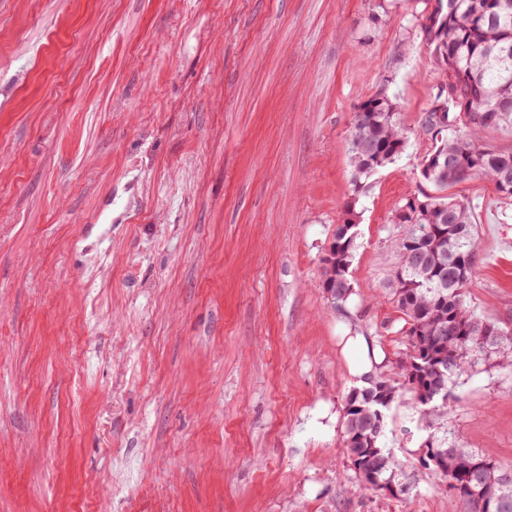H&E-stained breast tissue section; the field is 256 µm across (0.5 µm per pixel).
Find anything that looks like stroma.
I'll list each match as a JSON object with an SVG mask.
<instances>
[{
    "label": "stroma",
    "instance_id": "1",
    "mask_svg": "<svg viewBox=\"0 0 512 512\" xmlns=\"http://www.w3.org/2000/svg\"><path fill=\"white\" fill-rule=\"evenodd\" d=\"M427 0H0V512H460L421 443L512 465V372L480 362L427 422L401 392L382 442L399 498L360 490L344 354L398 377L395 210L433 193L421 130L441 78ZM407 145L352 185L377 92ZM474 312L512 330V200L475 177ZM354 293L322 264L347 202Z\"/></svg>",
    "mask_w": 512,
    "mask_h": 512
}]
</instances>
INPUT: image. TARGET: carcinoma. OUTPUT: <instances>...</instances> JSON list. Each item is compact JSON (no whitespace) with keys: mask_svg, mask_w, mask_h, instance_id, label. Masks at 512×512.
<instances>
[{"mask_svg":"<svg viewBox=\"0 0 512 512\" xmlns=\"http://www.w3.org/2000/svg\"><path fill=\"white\" fill-rule=\"evenodd\" d=\"M441 4L447 12L426 33L443 78L434 102L444 103L445 111L428 113L422 123L433 141L424 159L432 173L424 180L437 194L425 196L408 217H397L402 234L394 243L393 302L408 325V348L400 360L403 381L379 376L368 387L353 388L354 398L344 404V448L381 481L393 479L400 467L381 444L387 411L400 390L410 392L431 417L445 413L449 384L469 372L484 349L507 348L500 367L512 369V332L477 316L465 300L476 248L473 206L465 197L445 194L478 176L502 198L512 199V148L489 146L479 136L489 128L512 132V111H491L498 102L512 105V54L500 55L503 45L512 47V0ZM405 144L395 103L382 92L363 102L350 133L354 191L361 188V178L398 157ZM345 213L348 219L336 225L322 265L323 288L340 308L353 293L354 203H347ZM434 448L440 463L425 469L455 486L461 512H488L492 501L499 504L497 512H512V487L500 483L512 466L456 447L450 430L434 440ZM477 460L485 462L478 475L473 472Z\"/></svg>","mask_w":512,"mask_h":512,"instance_id":"obj_1","label":"carcinoma"}]
</instances>
